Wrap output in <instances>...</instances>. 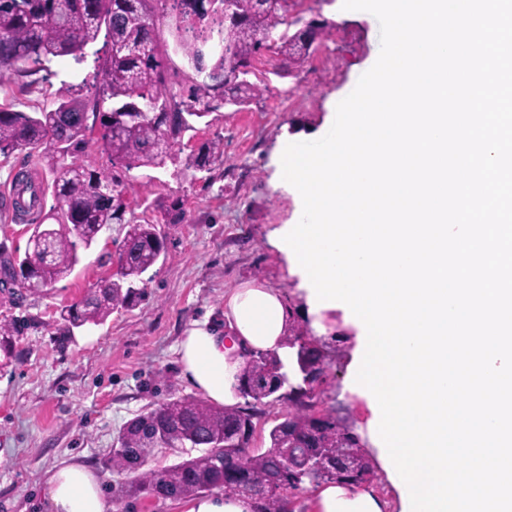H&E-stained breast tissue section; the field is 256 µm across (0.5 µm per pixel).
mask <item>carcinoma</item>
Segmentation results:
<instances>
[{"label": "carcinoma", "mask_w": 512, "mask_h": 512, "mask_svg": "<svg viewBox=\"0 0 512 512\" xmlns=\"http://www.w3.org/2000/svg\"><path fill=\"white\" fill-rule=\"evenodd\" d=\"M231 2L209 16L205 0H0V79L30 78L49 72L56 58L80 63L88 46L103 40L90 102L60 93L36 112L0 104V164L13 153L38 150L46 178L36 182L25 171L12 178L14 216H34L22 255L4 261L0 279L4 303L51 288L72 273L81 253L99 238L101 227L122 225V271L96 282L83 297L60 310L59 335L72 336L86 325H100L112 313L136 307L146 297L143 279L166 253L165 238L151 224L127 216V184L121 172L158 169L175 150L189 146L185 134L209 126L206 118L222 107L240 109L262 92L247 68L264 50L281 57L284 72L310 56L314 33H288L291 0H212ZM168 20L171 40L161 42L160 20ZM191 71L187 84L169 87L170 52ZM101 130V147L112 174L83 163L88 145V113ZM224 159L217 137L192 147L187 168L210 172ZM54 204L46 206L47 194ZM30 319L0 314V350L11 358L14 338ZM283 346L295 350L294 381L275 351L247 360L239 375L246 406L226 407L194 397H172L130 419L119 431L108 466L131 474L115 483V500L148 496L189 498L214 488L230 495L256 492L253 512H292L289 505L309 479L312 466L329 481L360 487L375 470L353 428L327 410L316 409L313 384L325 377L324 354L293 321ZM288 402L293 409L269 429V446L251 449L252 424L261 405ZM201 454L178 463L145 468L146 447Z\"/></svg>", "instance_id": "carcinoma-1"}]
</instances>
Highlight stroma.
Masks as SVG:
<instances>
[{
  "label": "stroma",
  "mask_w": 512,
  "mask_h": 512,
  "mask_svg": "<svg viewBox=\"0 0 512 512\" xmlns=\"http://www.w3.org/2000/svg\"><path fill=\"white\" fill-rule=\"evenodd\" d=\"M296 12L321 15L329 34L307 62L283 74L278 57L266 51L254 63L262 93L238 112L219 109L197 140H224V159L208 180L173 179L184 168L188 151L156 169L126 172L128 201L137 217L153 221L166 239L163 262L149 272L147 300L129 311L113 313L99 326L76 331L58 342L57 310L78 301L87 288L112 272L121 238L119 225L87 251L67 278L23 299L20 310L37 318L38 328L15 340L14 356L0 369V512H47L45 478L62 463H87L111 495L116 481L105 467L122 425L172 396L194 390L181 376L177 344L194 321L224 323V298L234 288L257 281L281 292L288 305H303L297 282L269 240L270 232L293 223L298 204L275 182L282 142L322 138L331 128L330 112L348 96L360 76L377 61L380 24L366 11L343 9L342 0H296ZM97 48L89 46L83 63L58 58L49 80L33 84L14 77L0 82V104L31 112L65 88L79 90L94 81ZM25 168L41 179L35 156L15 152L0 166V247L24 253L30 232L12 221L8 206L12 170ZM182 204L186 219L168 224L164 213ZM327 377L318 387L321 406L333 410L361 433L370 412L346 389L357 345L355 330L337 320L322 336Z\"/></svg>",
  "instance_id": "obj_1"
}]
</instances>
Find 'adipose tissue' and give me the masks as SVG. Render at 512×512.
I'll use <instances>...</instances> for the list:
<instances>
[{
  "label": "adipose tissue",
  "instance_id": "1",
  "mask_svg": "<svg viewBox=\"0 0 512 512\" xmlns=\"http://www.w3.org/2000/svg\"><path fill=\"white\" fill-rule=\"evenodd\" d=\"M291 316L275 289L254 283L234 289L224 300L229 336H222L206 320L185 330L177 349L184 380L212 403L236 405L243 363L239 348L280 349ZM47 498L53 512H110L96 474L81 462L62 464L50 473ZM385 508L373 490L334 483L318 487L313 502L314 512H384Z\"/></svg>",
  "mask_w": 512,
  "mask_h": 512
}]
</instances>
